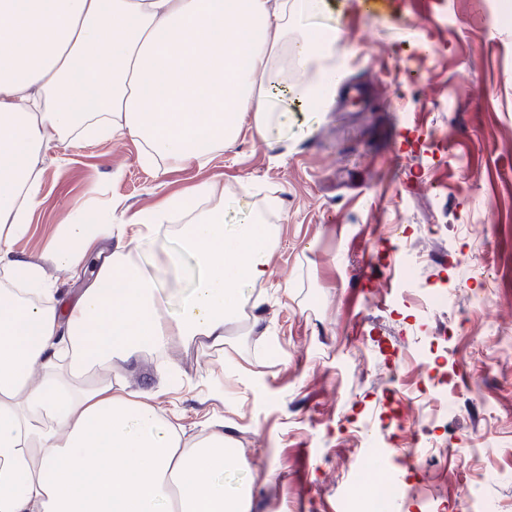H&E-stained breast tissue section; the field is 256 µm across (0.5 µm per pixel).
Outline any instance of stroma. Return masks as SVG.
Returning a JSON list of instances; mask_svg holds the SVG:
<instances>
[{
	"label": "stroma",
	"mask_w": 512,
	"mask_h": 512,
	"mask_svg": "<svg viewBox=\"0 0 512 512\" xmlns=\"http://www.w3.org/2000/svg\"><path fill=\"white\" fill-rule=\"evenodd\" d=\"M300 29L337 31L367 107L296 109L273 145L242 128L202 167L142 166L129 137L43 156L13 258L103 198L126 213L200 183L241 224L279 198L262 322L224 349L174 347L115 371L242 455L250 512H366L372 456L399 512H512V0H332ZM423 251L412 273L400 242Z\"/></svg>",
	"instance_id": "1"
}]
</instances>
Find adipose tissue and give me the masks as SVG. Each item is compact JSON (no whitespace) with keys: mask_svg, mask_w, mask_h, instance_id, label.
Listing matches in <instances>:
<instances>
[{"mask_svg":"<svg viewBox=\"0 0 512 512\" xmlns=\"http://www.w3.org/2000/svg\"><path fill=\"white\" fill-rule=\"evenodd\" d=\"M326 6L0 0V512H250V491L224 482L239 456L223 430L186 440L146 393L106 374L176 345L223 347L246 289L272 274L275 225L256 214L226 224L204 183L117 224L108 204L62 225L35 259L12 258L10 244L40 199L39 159L73 140L128 135L161 176L204 165L245 126L280 139L292 105L325 111L336 37L297 21ZM171 223L181 253L146 265L157 225ZM49 264L76 285L71 298L59 299ZM171 269L189 290L167 313L157 279Z\"/></svg>","mask_w":512,"mask_h":512,"instance_id":"adipose-tissue-1","label":"adipose tissue"}]
</instances>
